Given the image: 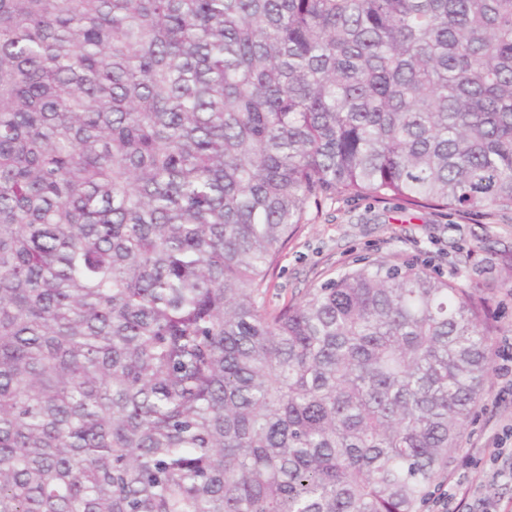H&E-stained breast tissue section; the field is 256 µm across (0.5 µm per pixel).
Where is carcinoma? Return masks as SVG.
Returning a JSON list of instances; mask_svg holds the SVG:
<instances>
[{
	"label": "carcinoma",
	"instance_id": "obj_1",
	"mask_svg": "<svg viewBox=\"0 0 512 512\" xmlns=\"http://www.w3.org/2000/svg\"><path fill=\"white\" fill-rule=\"evenodd\" d=\"M341 193L512 208V0H0V512H419L488 303L273 304Z\"/></svg>",
	"mask_w": 512,
	"mask_h": 512
}]
</instances>
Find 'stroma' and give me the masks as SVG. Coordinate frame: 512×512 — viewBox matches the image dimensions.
<instances>
[{"mask_svg":"<svg viewBox=\"0 0 512 512\" xmlns=\"http://www.w3.org/2000/svg\"><path fill=\"white\" fill-rule=\"evenodd\" d=\"M512 253V209L456 212L407 209L395 199L377 201L339 194L311 210L271 270L274 302L295 303L310 288L369 262L417 261L460 285L494 286L489 300L494 347L512 337V289L502 256ZM512 428V388L490 372L482 402L466 424L463 442L420 512H437L436 496L449 486L464 492L459 512H477L479 500L512 506V479L496 476L486 450Z\"/></svg>","mask_w":512,"mask_h":512,"instance_id":"1","label":"stroma"}]
</instances>
